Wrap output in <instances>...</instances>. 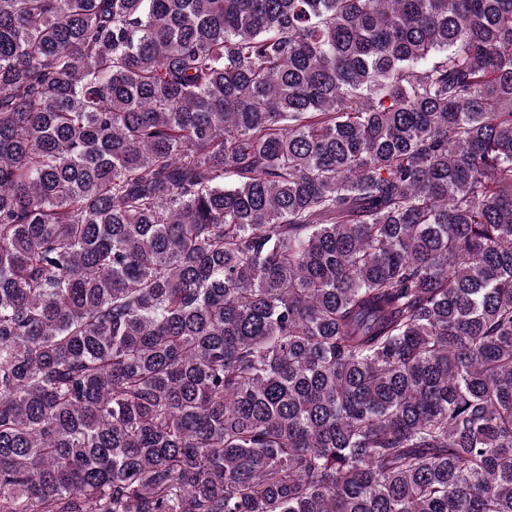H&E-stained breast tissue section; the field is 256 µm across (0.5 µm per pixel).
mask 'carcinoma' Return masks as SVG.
Segmentation results:
<instances>
[{
  "label": "carcinoma",
  "instance_id": "obj_1",
  "mask_svg": "<svg viewBox=\"0 0 512 512\" xmlns=\"http://www.w3.org/2000/svg\"><path fill=\"white\" fill-rule=\"evenodd\" d=\"M0 512H512V0H0Z\"/></svg>",
  "mask_w": 512,
  "mask_h": 512
}]
</instances>
